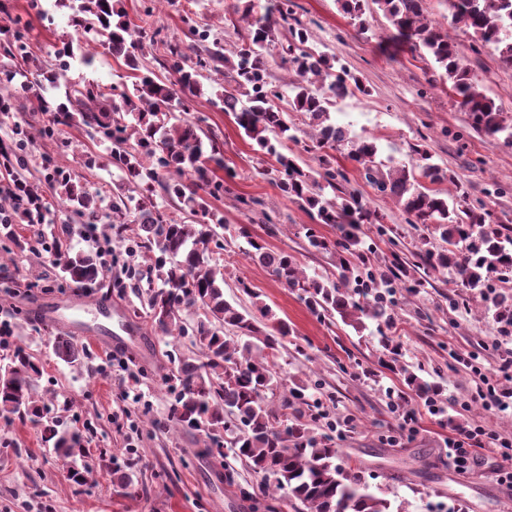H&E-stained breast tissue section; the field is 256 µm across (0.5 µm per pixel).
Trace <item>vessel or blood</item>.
<instances>
[{"label": "vessel or blood", "instance_id": "b4317fda", "mask_svg": "<svg viewBox=\"0 0 512 512\" xmlns=\"http://www.w3.org/2000/svg\"><path fill=\"white\" fill-rule=\"evenodd\" d=\"M82 305L80 299L68 298L46 303L39 308L46 321L66 328L70 332L85 336L95 347H111L116 350L142 351L146 339L137 329L126 322L123 308L111 301L98 298L87 305L90 317L82 321L73 317L72 312Z\"/></svg>", "mask_w": 512, "mask_h": 512}]
</instances>
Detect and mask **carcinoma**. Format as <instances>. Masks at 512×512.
<instances>
[{"mask_svg": "<svg viewBox=\"0 0 512 512\" xmlns=\"http://www.w3.org/2000/svg\"><path fill=\"white\" fill-rule=\"evenodd\" d=\"M429 0H337L340 11L358 21L360 32L367 31L363 16L373 3L383 12L399 41L412 56L430 58L439 79L450 85L459 105L469 113L475 132L493 145L512 146V118H506L483 92L464 64L457 44L429 20ZM453 18L470 31L473 53L490 45L502 67L512 69V0H448ZM72 10L70 23L85 32H94L95 44L113 57L123 59L131 70V82L119 81L105 89L95 83L69 91L61 101H48L39 95L32 102L34 112H50L52 118L43 130L55 137L63 128L80 126L93 136L105 133L111 143L112 166L120 172L127 192L112 199V220L116 237H123L128 223L139 226L138 248L142 258L156 272L157 287L146 295L152 328L163 336L194 337L199 351L175 348L169 353L173 371L167 381L176 391L171 407L175 424L204 432L209 448L227 447L233 455L263 474L267 487L285 493L307 512H387L388 503L369 491L361 477L352 473L349 462L334 448L332 438L319 433L310 423L296 416L294 402L305 400L304 388L290 390L280 404L273 397L284 386L278 371L277 355L288 335L281 320L265 323L248 309L224 298V270L214 254L224 249L219 229L224 218L214 210L209 198L224 196V179L217 170L224 168V154L215 139L204 147L199 123L190 117L191 98L200 91L201 72L218 70L224 64L241 92L222 97L224 111L230 113L244 134L261 150L275 158L270 174L288 198L299 202L318 224H332L340 237L334 246L365 261L362 241L356 230L362 224H379L382 217L370 208L358 192L344 186L347 178L336 167L332 152L347 151L366 182L384 196L395 200L408 223L433 228L446 246L426 247L418 258L432 272H447L450 282L480 296L484 314L502 325L512 320V295L490 289V281L512 272V237L488 223L492 217L485 207L470 206L466 196L448 200L442 192L427 187L449 179L441 166L430 162L431 155L420 144L411 146L419 163L408 169L378 159L375 137H358L350 127L332 120L336 101L359 91L360 79L346 68L335 69L334 59L324 53L302 48L307 29L294 15L293 0H266L249 3L236 25L243 30L241 44L231 60L218 42L208 43L209 34L199 30L191 17L184 23L204 44L190 57L178 43L169 44L166 63L169 77L162 80L152 72L141 71L140 58L154 40L131 26L119 0H67ZM0 25V116L16 110L13 90L16 83L55 85L78 57L89 65L94 54L73 42L61 41L55 49L54 70L32 74L33 80L13 68L12 62H28V47L19 32L12 31L17 20L8 6ZM288 31L286 42L278 39L280 29ZM289 67L295 78L288 90L271 80V64ZM245 99H240V96ZM304 118L314 130L318 169L304 171L294 159L282 153L291 133L280 101ZM182 116H176V113ZM17 143L0 142V169L12 172L25 161ZM43 168L52 178L61 205L94 227L98 218L97 197L74 183L50 158ZM162 200L176 199L194 220L181 222L170 216ZM249 246L248 257L266 268L283 287L295 292L321 320H341L359 330L363 319L371 318L391 329L394 310L373 293H356L349 288L351 263L342 258L334 280L307 275L295 257L267 248L254 239L247 226L238 228ZM63 277L78 287L101 284L98 255L91 252L67 254L61 258ZM404 262L393 257L389 276L376 287L392 292ZM238 288L252 300L262 317L271 316L269 306L240 279ZM57 356L66 363L81 359V350L70 337L55 344ZM400 371L410 390L420 397L439 392L427 386L404 366ZM40 368L30 354L18 348L14 358L0 367V417L16 416L32 422L41 418L44 407L34 396ZM48 440L55 454L74 457L82 448L77 432L49 427Z\"/></svg>", "mask_w": 512, "mask_h": 512, "instance_id": "carcinoma-1", "label": "carcinoma"}]
</instances>
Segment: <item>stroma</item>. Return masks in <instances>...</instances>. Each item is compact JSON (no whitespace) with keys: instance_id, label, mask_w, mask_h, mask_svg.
<instances>
[{"instance_id":"35a3bbf8","label":"stroma","mask_w":512,"mask_h":512,"mask_svg":"<svg viewBox=\"0 0 512 512\" xmlns=\"http://www.w3.org/2000/svg\"><path fill=\"white\" fill-rule=\"evenodd\" d=\"M236 2L123 0V5L131 23L154 37L143 64L160 75L168 44L186 39L187 15L220 40L225 51H233L239 43L231 22ZM294 2L298 17L311 31L306 50L336 57L364 86L363 92L337 104L333 119L349 123L358 136L377 138L383 160L412 166L411 145H424L433 163L455 177L442 183V191H464L469 203H484L493 220L512 221V147L492 145L471 129L468 113L445 84L433 82V62L412 57L393 41L379 11L368 13L369 30L361 34L339 12L336 0ZM28 3L10 0L31 57L47 68L55 62L53 47L60 39L81 42L85 36L70 24L69 11L59 0H41L40 15ZM429 12L464 49V62L480 89L512 116V70L500 66L494 48L470 52L471 36L453 23L448 0H430ZM126 72L123 61L99 51L92 65L72 62L67 84H109ZM233 88L228 70L216 71L202 79L201 92L192 101L193 116L222 143L224 166L231 174L230 194L213 203L224 214L227 244L217 256L224 269V296L249 304L238 287L247 282L287 322L290 332L278 363L289 387L306 389V402L299 407L303 419L315 420L322 432L327 429L325 417L340 419L333 434L336 448L360 468L371 491L387 501L389 512H512V487L494 478L493 456H486L482 467L463 473L449 466L445 446L456 428L476 419L512 436V412L483 410L474 398L476 377L448 355L454 345L478 354L485 370H497V324L482 315L479 299L458 306L459 289L436 273L415 293L397 290L393 330L369 320L358 331L338 319L320 321L296 293L251 261L244 253L245 240L235 234L242 224L268 248L294 255L308 275L331 277L338 271L336 251L311 247L306 229L316 227L331 242L339 232L330 224L313 225L298 203L282 195L269 175L274 158L215 105L217 95ZM49 120V113L29 111L24 103L0 119V140H11L19 127L34 137L26 180L42 178L39 160L51 155L60 159L74 182L107 199L119 179L109 161V143L77 127L69 128L61 140L41 138L39 132ZM340 166L350 188L363 195L390 229L389 235L379 237L372 225H360L359 236L374 249L371 265H388L396 253L410 256L426 229L407 223L390 198L366 183L355 163L344 159ZM44 195L50 204L44 223L0 232V321L11 327L12 348H24L38 362L37 398L48 402L50 417L62 428L83 435L85 451L63 464L45 441L43 424L0 418V512H267L271 501L261 490V474L240 461L226 463L222 454L205 448L199 431L170 422L172 395L164 381L170 369L167 353L174 346L188 349L189 339L180 337L170 345L155 338L151 358L131 352L127 369L111 366L103 374L96 369L103 352L93 346H85L80 362L72 366L56 356L55 338L61 330L38 320L35 305L72 293L62 277L60 254L111 248L108 285L98 294L138 308L129 322L146 336L153 330L143 299L154 281L144 270L133 286L115 288L113 282L123 276L125 266L140 263L134 240L88 236L82 224L55 205L52 189H45ZM246 198L262 201L264 213L248 211L242 204ZM389 333L401 345V364L440 387V414L428 412L417 396L398 400L405 388L402 375L379 364L385 354L383 338ZM131 371L140 381L135 400L125 395ZM409 411L417 415L415 428L400 431L402 415ZM129 421L138 429L132 438L118 430ZM395 435L400 438L396 444L391 441ZM130 444L135 454H127Z\"/></svg>"}]
</instances>
